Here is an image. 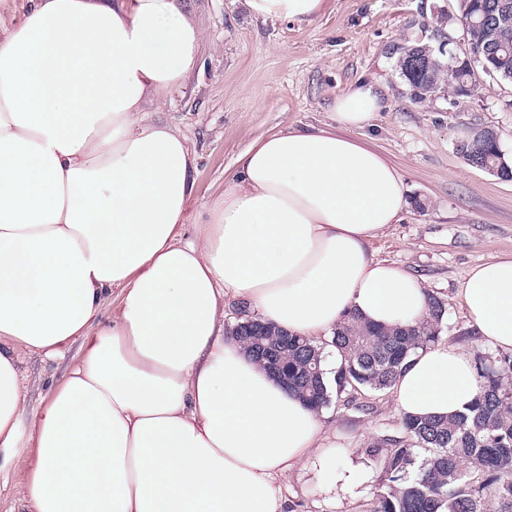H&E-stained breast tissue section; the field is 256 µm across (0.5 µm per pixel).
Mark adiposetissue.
<instances>
[{"label": "adipose tissue", "mask_w": 512, "mask_h": 512, "mask_svg": "<svg viewBox=\"0 0 512 512\" xmlns=\"http://www.w3.org/2000/svg\"><path fill=\"white\" fill-rule=\"evenodd\" d=\"M326 2L243 0L291 23ZM183 8L31 0L0 37V477L27 487L26 512H291L282 482L312 460L325 492L356 484L318 412L227 335L225 303L316 341L350 312L396 327L428 310L423 280L371 250L408 207L400 170L360 137L382 107L373 85L336 96L332 129L258 137L223 196L198 200L186 136L143 111L197 63L205 34ZM196 204L211 220L188 238ZM457 299L512 352V256L471 267ZM74 343L29 408L22 356ZM478 391L470 355L440 342L393 396L401 414L451 416Z\"/></svg>", "instance_id": "adipose-tissue-1"}]
</instances>
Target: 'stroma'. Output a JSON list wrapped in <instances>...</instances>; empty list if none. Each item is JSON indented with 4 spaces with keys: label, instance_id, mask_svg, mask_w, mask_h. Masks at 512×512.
Returning <instances> with one entry per match:
<instances>
[{
    "label": "stroma",
    "instance_id": "1",
    "mask_svg": "<svg viewBox=\"0 0 512 512\" xmlns=\"http://www.w3.org/2000/svg\"><path fill=\"white\" fill-rule=\"evenodd\" d=\"M458 0H328L326 11L302 23L263 21L240 0H187L185 15L200 28L203 44L187 84L149 105L154 121L179 128L196 153L199 197L220 196L236 159L259 136L289 126L328 127L335 97L358 82L373 84L382 109L366 141L404 176L410 207L372 243L376 257L424 280L447 305L442 341L470 356H494L461 308L456 291L468 270L496 254L512 253V180L471 167L455 144L469 128H490L512 156V82L478 74L476 91L452 90L419 101L395 69L398 48L423 40L451 42L466 35L448 17ZM69 357H23L22 372L36 379L39 404L66 374ZM326 445L337 459L352 458L363 479L351 492H323L317 462L291 472L284 494L294 512H365L380 472L366 450L399 435L402 416L392 392L364 391L353 402L324 409Z\"/></svg>",
    "mask_w": 512,
    "mask_h": 512
}]
</instances>
